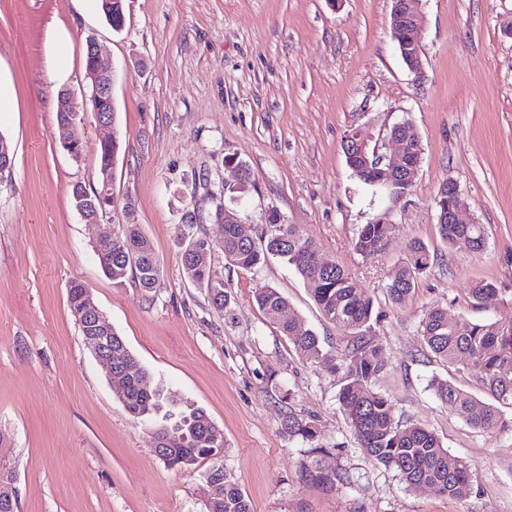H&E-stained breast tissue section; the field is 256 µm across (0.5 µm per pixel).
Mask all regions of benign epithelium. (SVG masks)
<instances>
[{"label": "benign epithelium", "mask_w": 512, "mask_h": 512, "mask_svg": "<svg viewBox=\"0 0 512 512\" xmlns=\"http://www.w3.org/2000/svg\"><path fill=\"white\" fill-rule=\"evenodd\" d=\"M421 0H392V35L397 43L401 58L420 77L423 75V63L420 56V41L418 38ZM88 53L95 70L92 81V91L95 97H112L114 73L101 64L100 49L94 38L88 39ZM390 139L395 141L398 148L391 152L381 154L378 148L371 146V140L362 136L359 129L353 128L345 136L346 149L357 151L364 160L365 171L373 170L377 177L372 180L375 186L386 187L392 180H402L413 184L420 159L417 146V136L407 124L399 125L397 130L390 131ZM438 204L441 208L440 221L443 224H464L467 203L460 194L459 186L453 181L440 186L438 191ZM88 327L86 339L92 344L95 357L106 364L109 376L117 379L119 388L126 390L128 376L131 370L123 366H112V325L106 316L93 302L87 303L84 314ZM0 470L6 475L0 478V512H18V501L11 485L14 475L7 474L9 467L0 464Z\"/></svg>", "instance_id": "7a95c632"}]
</instances>
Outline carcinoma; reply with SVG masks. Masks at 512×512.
<instances>
[{
  "instance_id": "obj_1",
  "label": "carcinoma",
  "mask_w": 512,
  "mask_h": 512,
  "mask_svg": "<svg viewBox=\"0 0 512 512\" xmlns=\"http://www.w3.org/2000/svg\"><path fill=\"white\" fill-rule=\"evenodd\" d=\"M105 17L113 29L123 27L125 14L117 0H101ZM119 150V142L112 139L100 145V179L112 175V167ZM97 189L72 190L73 203L78 197L83 202L93 201L96 213H102L110 200L100 203ZM398 229L396 224H365L354 241V250L368 257L381 250L384 242ZM438 234L451 249L480 251L486 247L487 234L482 224H439ZM221 248L224 258L232 265L251 270L270 256L279 257L302 277L322 315L336 327L353 337L344 353L343 363H336L335 355L324 350L318 336L307 330H298L293 316L281 318L288 308V300L278 289L263 285L254 291V298L264 316L276 324L280 332L295 345L299 355L334 373L343 371L345 384L338 400L347 423L366 452L368 458L385 467L395 469L406 487L422 483L435 489L438 495L462 500L472 493L471 465L452 460L437 435L418 424L401 425L395 421L389 400L374 389V382L386 366L382 347L364 336L373 318L371 297L357 288L349 269L334 265L329 269L318 267L315 256L318 247L314 240L293 224L269 225L260 240H244L237 225H222ZM181 263L187 279L207 293H212L207 261L212 246L206 239L190 236L182 240ZM104 273H112L115 285L126 279L137 280L140 287L150 289L160 275V264L151 242L138 225L128 223L122 236L97 252ZM431 254L419 240L409 244V255L388 275V296L396 303L404 301L416 288L418 277L429 266ZM499 288L486 280L477 281L470 290L476 304L496 296ZM88 291L79 282L68 290V303L73 314H78L87 303ZM422 342L439 360L458 368L474 371L476 380L488 397L483 401L454 385L436 380L432 383L435 396L465 414L475 429L493 432L501 425L500 406L512 407V324L472 322L448 318V309L433 306L425 311L419 322ZM112 362L128 364L132 368L125 398L127 409L136 417L157 412L161 408L160 393L149 385L150 374L138 362L121 338L112 342ZM288 433L307 440L315 437V426L293 415L285 422ZM217 427L206 412L191 407L177 422L160 424L156 437L169 441L172 466L188 468L203 460H216L221 453V440L213 437ZM208 477L217 478L219 492L208 512H252L249 501L238 485L222 469L215 466Z\"/></svg>"
}]
</instances>
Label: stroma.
Returning <instances> with one entry per match:
<instances>
[{"mask_svg": "<svg viewBox=\"0 0 512 512\" xmlns=\"http://www.w3.org/2000/svg\"><path fill=\"white\" fill-rule=\"evenodd\" d=\"M391 7L125 0L116 32L81 0H0V75L17 97L16 111L0 115V136L14 150L0 176V458L14 471L18 512H206L213 463L187 469L156 455L151 425L118 401L70 311L75 281L151 373L165 409L200 407L221 430L216 464L252 512H512V407L501 430L471 427L430 383L446 379L475 395L473 372L434 358L418 332L437 305L456 320L512 323V0H423L420 77L392 37ZM58 28L71 57L59 87L51 80ZM91 37L115 73L116 119L100 126L84 107L65 131L57 92L80 94ZM406 122L422 159L411 190L394 201L353 175L342 141L358 127L386 153L391 129ZM69 135L84 146L81 160L62 148ZM111 137L120 143L113 191L135 199V220L160 262L148 290L131 280L114 285L98 261L97 240L124 230L121 207L89 224L73 206V186H97L98 151ZM229 156L255 181L230 202L248 235L259 238L277 214L372 298L365 334L387 358L375 388L397 421L424 424L450 458L472 463L470 497L406 488L398 472L369 461L339 405L341 374L302 359L259 310L255 289L273 286L327 350L340 357L351 342L284 261L244 270L225 259L215 209ZM449 179L487 229L484 250L451 249L437 235V194ZM380 217L398 232L372 256L355 253L359 229ZM187 228L213 245L209 273L231 297L226 308L184 274ZM414 239L434 260L395 303L387 276ZM479 279L500 293L475 307L469 289ZM290 413L314 422V439L285 431ZM314 467L344 479L320 482Z\"/></svg>", "mask_w": 512, "mask_h": 512, "instance_id": "1", "label": "stroma"}]
</instances>
